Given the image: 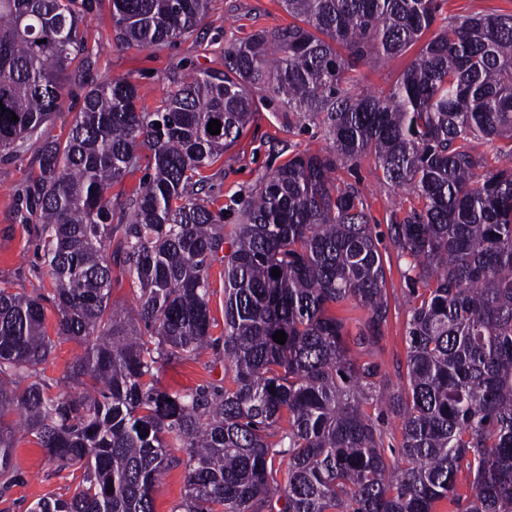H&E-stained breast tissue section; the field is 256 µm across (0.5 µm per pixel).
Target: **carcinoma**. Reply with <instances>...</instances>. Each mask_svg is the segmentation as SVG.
Masks as SVG:
<instances>
[{
	"instance_id": "1",
	"label": "carcinoma",
	"mask_w": 512,
	"mask_h": 512,
	"mask_svg": "<svg viewBox=\"0 0 512 512\" xmlns=\"http://www.w3.org/2000/svg\"><path fill=\"white\" fill-rule=\"evenodd\" d=\"M100 2L0 0V157L38 145L30 212L53 289L0 286V490L21 431L82 471L72 497L29 512H156L175 448L186 474L172 512H512V169L475 153L496 142L512 157V14L445 23L371 94L356 92L358 67L414 46L441 0H281L293 21L230 46L224 73L172 77L152 111L127 77L90 83L66 140H45ZM109 2L117 43L150 48L195 30L210 0ZM259 91L332 147L261 178L229 237L201 171L243 135ZM367 156L418 201L387 225L411 285L394 378L375 358L391 307L379 235L361 189L337 178ZM143 165L115 216L112 186ZM216 261L230 384L166 389L162 366L217 346ZM115 267L139 290L132 311L111 302ZM347 302L364 310L353 332L335 312ZM61 339L83 353L52 396L37 368ZM384 416L400 423L396 450ZM211 336H224V263L216 261L209 270Z\"/></svg>"
}]
</instances>
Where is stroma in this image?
<instances>
[{"instance_id": "35a3bbf8", "label": "stroma", "mask_w": 512, "mask_h": 512, "mask_svg": "<svg viewBox=\"0 0 512 512\" xmlns=\"http://www.w3.org/2000/svg\"><path fill=\"white\" fill-rule=\"evenodd\" d=\"M288 22L280 0H211L208 17L196 30L174 42L143 48L117 43L110 4L102 0L98 10L81 26L89 53L70 79L60 114L45 127L43 135L66 139L83 105L85 84L119 75L128 77L137 88L139 105L153 109L160 106L173 73L223 72L224 52L231 44L255 30ZM416 54L412 48L401 56L361 66L360 89L376 93L389 90ZM330 145L321 127L311 124L304 129L289 128L283 113L258 105L238 142L206 170L215 205L226 213L225 231H232L238 224L242 203L261 176L286 163L295 153L323 151ZM37 166V151L32 145L18 157L0 159V281L27 295L51 292L49 280L39 279L36 274L40 264L37 227L23 219L30 175ZM340 178L358 183L368 205L369 222L381 239L379 249L392 301L379 357L391 372L404 362L407 349L405 263L387 235L397 195L384 184L381 170L370 158L362 160L353 172H341ZM158 380L161 386L172 389L223 386L224 356L208 350L165 365ZM13 468L17 479L0 495V512H28L39 499L71 497L81 480L80 472L60 470L49 463L31 435L16 440Z\"/></svg>"}]
</instances>
